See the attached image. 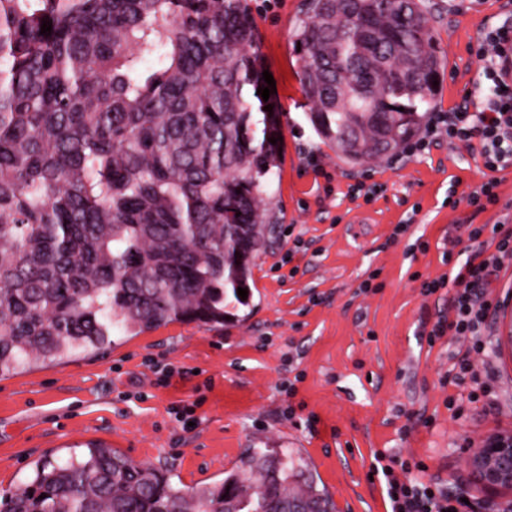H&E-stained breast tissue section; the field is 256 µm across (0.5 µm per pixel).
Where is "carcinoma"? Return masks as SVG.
I'll return each mask as SVG.
<instances>
[{
  "instance_id": "obj_1",
  "label": "carcinoma",
  "mask_w": 512,
  "mask_h": 512,
  "mask_svg": "<svg viewBox=\"0 0 512 512\" xmlns=\"http://www.w3.org/2000/svg\"><path fill=\"white\" fill-rule=\"evenodd\" d=\"M293 46L309 120L347 163L420 131L444 66L423 0H310ZM263 72L246 0H0V375L248 305L283 136ZM290 497L336 512L286 448L176 489L99 445L38 461L0 512H284Z\"/></svg>"
}]
</instances>
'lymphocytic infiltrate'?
<instances>
[{
  "instance_id": "lymphocytic-infiltrate-1",
  "label": "lymphocytic infiltrate",
  "mask_w": 512,
  "mask_h": 512,
  "mask_svg": "<svg viewBox=\"0 0 512 512\" xmlns=\"http://www.w3.org/2000/svg\"><path fill=\"white\" fill-rule=\"evenodd\" d=\"M470 53L485 64L487 93L479 95L477 102L434 113L427 136L419 139L414 148L426 150L436 138L447 139L452 147H468L476 141L481 146L485 168L499 171L512 165V21L486 27ZM484 235L489 238L491 251L467 254L454 275L422 282V292L427 296L446 286L454 289V319L437 321L429 338L448 333L478 336L484 330L492 307L485 294L490 277L504 260H512V222L503 220L468 229L471 239ZM372 473L385 481L390 512H465V502L440 484L400 481L385 454L375 455Z\"/></svg>"
}]
</instances>
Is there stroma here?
Here are the masks:
<instances>
[{
  "mask_svg": "<svg viewBox=\"0 0 512 512\" xmlns=\"http://www.w3.org/2000/svg\"><path fill=\"white\" fill-rule=\"evenodd\" d=\"M504 4L425 0L446 61L433 111L477 93L480 63L468 48L504 20ZM249 5L262 62L282 88L284 141L268 181L278 222L253 268L248 305L220 328L174 323L118 334L110 348L0 376V495L30 481L36 461L80 458L94 445L164 464L180 488L215 483L265 438L307 463L336 512H387L370 473L376 452L423 463L422 479L441 481L472 512L490 500L511 504L512 489L477 481L466 451L512 433V261L487 290L484 349L472 356L486 391L476 403L448 382V356L467 350L470 337H425L437 320L453 319L451 295H423L420 283L448 275L446 253L477 249L465 225L512 217V166L490 172L480 145L444 139L414 155L347 165L314 131L295 77L292 36L304 0ZM492 177L499 206L473 213L463 197ZM179 410L190 426L177 421Z\"/></svg>",
  "mask_w": 512,
  "mask_h": 512,
  "instance_id": "1",
  "label": "stroma"
}]
</instances>
